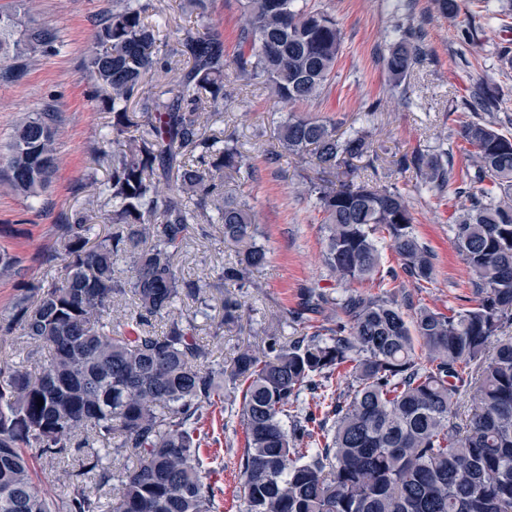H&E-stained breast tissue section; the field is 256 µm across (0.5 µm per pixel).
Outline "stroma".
I'll return each instance as SVG.
<instances>
[{
  "label": "stroma",
  "instance_id": "stroma-1",
  "mask_svg": "<svg viewBox=\"0 0 512 512\" xmlns=\"http://www.w3.org/2000/svg\"><path fill=\"white\" fill-rule=\"evenodd\" d=\"M463 3L461 16L451 21L437 14L432 0H306L308 8L336 19L343 48L329 91L322 101L306 105L305 113L336 123L342 132H371L379 158L372 166L360 162V180L396 184L410 205L417 234L436 256L432 282L419 285L402 275L361 286L364 292L393 297L409 315L418 307L442 312L461 307L471 290L467 267L449 231L453 188L438 192L425 186L415 171L395 173V160L417 148L438 150L444 133L454 167L462 169L459 129L470 117L465 100L480 81L496 91L494 119L500 131L512 133V69L499 61L501 52L512 53V30L504 29L496 16L497 0ZM111 5V0H35L22 17L23 22L54 29L57 40L53 50L31 55L22 79L0 81V145L22 113L49 106L60 117L58 164L50 186L36 201L15 195L0 182V250L14 261L11 271L0 272V318L8 315L26 285L60 275L61 263L51 254L61 225L76 211L92 210L93 237L107 232L103 217L112 203L104 191L108 168L99 149L111 134V115L98 106L85 62L95 48L94 29ZM210 14L228 56H235L242 24L239 0H213ZM399 22L421 27L429 51L428 60L408 78L402 97L390 92L381 61ZM466 23L477 32L469 46L462 43L459 30ZM226 83L229 96L214 116L213 128L233 139L250 165L225 179L224 188L248 196L268 251L267 264L252 275L253 287L242 291V327L218 338L213 335L222 316L219 269L234 257L222 234L215 231L204 238L199 230H191L176 264L201 285L207 308L192 300L183 306L197 311L199 336L212 346L216 362L228 368L243 345L261 346L273 315L282 317V341L303 334L302 325L284 316L295 307L299 288L317 284L334 291L338 285L324 263L323 215L314 198L294 191L304 174L302 164L270 157L281 116L275 97L260 78L245 82L232 74ZM203 429V465L219 512H238L234 494L243 434L225 427L219 412L208 415Z\"/></svg>",
  "mask_w": 512,
  "mask_h": 512
}]
</instances>
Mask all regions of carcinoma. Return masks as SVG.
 I'll list each match as a JSON object with an SVG mask.
<instances>
[{"label":"carcinoma","instance_id":"cac0c4a2","mask_svg":"<svg viewBox=\"0 0 512 512\" xmlns=\"http://www.w3.org/2000/svg\"><path fill=\"white\" fill-rule=\"evenodd\" d=\"M211 3L187 0L196 29L173 42L149 21L152 0H112L94 32L86 68L101 111L112 114L101 148L109 227L92 239L83 212L62 225L54 250L62 275L28 286L0 323L4 334L47 351L36 371L0 360V512H217L199 423L224 402L226 385L243 394L240 512H512V339L499 338L512 325V137L483 118L460 133L474 174L454 190L461 202L449 228L469 270L471 306L420 307L405 317L395 299L354 284L397 278L383 272L381 231L406 277L433 281V255L406 199L391 185L354 179V162L370 157L368 133L339 135L336 124L297 112L335 78L338 23L300 0H244L237 77L264 79L288 112L275 156L310 158L314 176L301 192L323 213L324 261L343 293L301 289L290 315L306 332L286 344L272 327L264 348L239 349L226 370L197 336V312L175 314L178 303L201 299L174 261L190 225L203 234L222 226L234 258L219 279L231 288L247 287L268 260L250 206L224 193V177L247 160L208 131L224 105L228 67ZM433 3L445 18L460 13V0ZM398 32L384 56L393 89L424 56L421 29ZM55 39L22 24L15 5L0 7V69L9 76L21 77L20 61ZM173 70L164 91H144L147 77ZM468 105L491 112L496 100L479 84ZM58 119L45 108L16 123L0 156L14 192L37 198L45 190L57 168ZM396 168L415 169L440 192L454 181L441 153L415 150ZM120 261L124 278L115 271ZM119 302L123 320L115 323L110 311ZM328 308L336 312L330 327L318 323ZM222 309L217 336L239 323L244 302L227 292ZM335 375L345 387H333ZM123 448L136 464L115 471L105 460ZM73 453L79 468L66 493H44L37 461ZM91 473L102 487L118 481L120 496L103 501L86 485Z\"/></svg>","mask_w":512,"mask_h":512}]
</instances>
